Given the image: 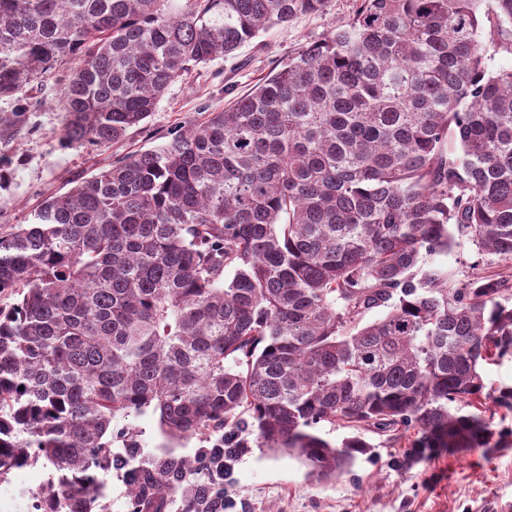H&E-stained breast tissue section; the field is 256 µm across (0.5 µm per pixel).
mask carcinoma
I'll return each mask as SVG.
<instances>
[{"label": "carcinoma", "instance_id": "cac0c4a2", "mask_svg": "<svg viewBox=\"0 0 512 512\" xmlns=\"http://www.w3.org/2000/svg\"><path fill=\"white\" fill-rule=\"evenodd\" d=\"M328 2L0 0V98L81 55L60 141L107 146ZM490 47L512 55V0H356L231 106L0 236V483L34 461L39 512H93L122 460L129 512H224V462L113 452L112 422L148 410L172 441L248 432L318 481L369 448L321 423L486 447L464 408L512 410L482 377L512 353V281L418 263L468 241L512 266V67Z\"/></svg>", "mask_w": 512, "mask_h": 512}]
</instances>
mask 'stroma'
<instances>
[{
    "mask_svg": "<svg viewBox=\"0 0 512 512\" xmlns=\"http://www.w3.org/2000/svg\"><path fill=\"white\" fill-rule=\"evenodd\" d=\"M355 0H329L327 8L276 26L234 57L219 59L178 78L140 126L106 146L64 147L61 93L74 65L55 66L17 100H0V167L8 184L0 188V233L29 223L49 197L78 181L111 168L126 157L165 143L172 132L207 113L224 108L278 70L301 47L348 18ZM455 278L471 270L502 272L494 257L464 244L452 253L425 258ZM490 422L486 448L419 451L405 437L366 433L370 444L352 467L329 482L307 474L295 459L265 448H246L224 472L227 512H507L512 507V412L485 402ZM132 424L131 440L142 456L161 453L169 442L158 417L145 413L114 428Z\"/></svg>",
    "mask_w": 512,
    "mask_h": 512,
    "instance_id": "stroma-1",
    "label": "stroma"
}]
</instances>
